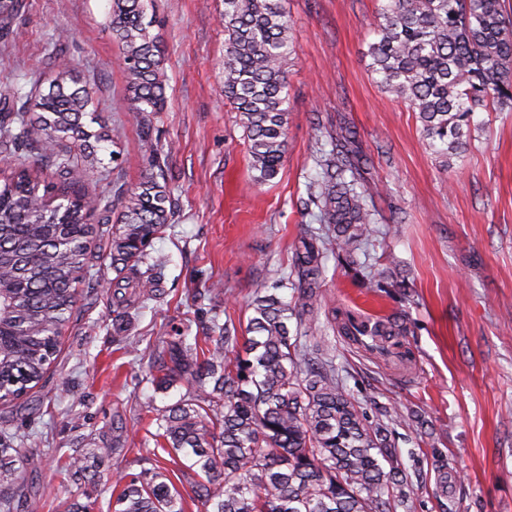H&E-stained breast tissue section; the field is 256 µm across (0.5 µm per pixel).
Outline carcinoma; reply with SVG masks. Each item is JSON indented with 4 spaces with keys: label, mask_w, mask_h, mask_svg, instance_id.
Segmentation results:
<instances>
[{
    "label": "carcinoma",
    "mask_w": 512,
    "mask_h": 512,
    "mask_svg": "<svg viewBox=\"0 0 512 512\" xmlns=\"http://www.w3.org/2000/svg\"><path fill=\"white\" fill-rule=\"evenodd\" d=\"M505 0H386L366 55L383 90L417 113L427 144L450 166L471 146V119L493 105L512 111V10ZM23 0H0V39L21 17ZM154 0H112L110 28L121 50L126 91L137 126L164 111L168 76L155 26ZM224 97L246 132L249 168L259 183L275 179L288 144L290 21L284 0H224ZM67 36L50 39L47 86L34 97L0 92V402L40 385L55 360L78 300L92 286L91 244L112 241L116 286L149 288L141 279L146 250L173 221L175 202L161 159L152 156L139 182L89 201L70 191L79 167L100 164L112 139L75 67L63 58ZM321 171L306 184L321 228L295 247L291 271L255 289L251 314L236 325L213 324L203 350L171 336L154 358L159 383L190 378L201 391L164 410L156 437L183 455L200 477L192 490L205 512H397L409 508L408 476L388 425L369 419L329 362L326 336H292L318 319L328 255L354 263L376 233L377 186L370 160L343 118L328 134ZM36 157L29 163L18 152ZM389 270L363 281L382 288ZM293 286L291 301L278 293ZM329 327L355 343L375 336L354 311L331 309ZM27 438L0 433V485L19 467L36 466ZM116 512H184L167 472L130 478Z\"/></svg>",
    "instance_id": "carcinoma-1"
}]
</instances>
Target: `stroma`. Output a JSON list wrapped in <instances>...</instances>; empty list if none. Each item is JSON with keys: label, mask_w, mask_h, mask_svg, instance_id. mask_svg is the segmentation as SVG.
<instances>
[{"label": "stroma", "mask_w": 512, "mask_h": 512, "mask_svg": "<svg viewBox=\"0 0 512 512\" xmlns=\"http://www.w3.org/2000/svg\"><path fill=\"white\" fill-rule=\"evenodd\" d=\"M8 44L0 43V85L21 93L42 71L54 30L91 89L96 110L118 128L122 163L104 166L79 189L113 196L139 180L151 155L168 170L176 212L149 247L163 265L151 288L115 293L111 260L76 309L45 382L0 403V431H34L16 492L29 512H115L117 477L163 466L185 499L204 512L194 475L157 449L156 420L194 393L181 379L153 382L162 340L202 337L225 318L247 320L260 284L289 272L305 228L306 184L318 172L324 124L343 116L371 160L380 195L378 232L364 246L366 266L395 263L407 289L361 287L328 260L327 307L369 315L404 313L405 357L379 358L331 337L336 372L370 418L388 424L413 494L409 512H512V112L474 113L473 142L452 168L428 147L408 104L384 93L365 52L384 0H285L293 51L288 58V149L277 179L257 184L244 130L224 99L222 0H155L156 30L169 78L164 111L149 132L128 120L126 76L108 28L112 0H23ZM219 292L206 294L211 284ZM417 410L428 422L415 438L400 420ZM87 469H67L86 449ZM448 490L436 488L438 461Z\"/></svg>", "instance_id": "obj_1"}]
</instances>
